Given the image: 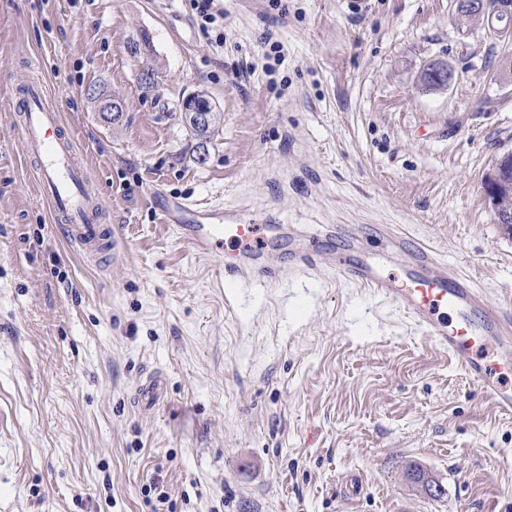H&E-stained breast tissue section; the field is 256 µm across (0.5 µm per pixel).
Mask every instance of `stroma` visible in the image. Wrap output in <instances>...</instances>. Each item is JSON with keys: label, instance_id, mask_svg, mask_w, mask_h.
Here are the masks:
<instances>
[{"label": "stroma", "instance_id": "35a3bbf8", "mask_svg": "<svg viewBox=\"0 0 512 512\" xmlns=\"http://www.w3.org/2000/svg\"><path fill=\"white\" fill-rule=\"evenodd\" d=\"M221 5L219 44L189 0H0V512H512V417L393 304L329 274L226 306L217 257L158 216L179 198L260 225L397 224L512 298V236L483 188L512 150V61L453 0ZM437 59L453 81L418 91ZM34 79L118 259L84 260L49 221L15 130ZM199 90L223 114L203 165L178 118ZM152 373L164 400L134 406ZM413 461L443 497L407 482Z\"/></svg>", "mask_w": 512, "mask_h": 512}]
</instances>
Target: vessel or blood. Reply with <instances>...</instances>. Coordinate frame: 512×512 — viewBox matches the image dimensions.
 <instances>
[{"label":"vessel or blood","instance_id":"1","mask_svg":"<svg viewBox=\"0 0 512 512\" xmlns=\"http://www.w3.org/2000/svg\"><path fill=\"white\" fill-rule=\"evenodd\" d=\"M42 86L31 85L23 98L25 119L17 132L41 197L48 203L58 235L91 257L123 238L100 222L102 204L87 187L88 173L76 143L49 106ZM163 223L175 224L171 214ZM197 252L214 255L232 245L234 263L224 265V293L239 284L265 285L296 275L336 274L345 283L369 289L397 306L423 337L448 354L455 368L482 399L512 416V386L503 377L512 366V302L474 283L437 249L401 232L380 229L381 246L365 248L355 227L340 228L335 247L316 250L314 237L294 230L259 240L257 227L235 223L175 224Z\"/></svg>","mask_w":512,"mask_h":512}]
</instances>
